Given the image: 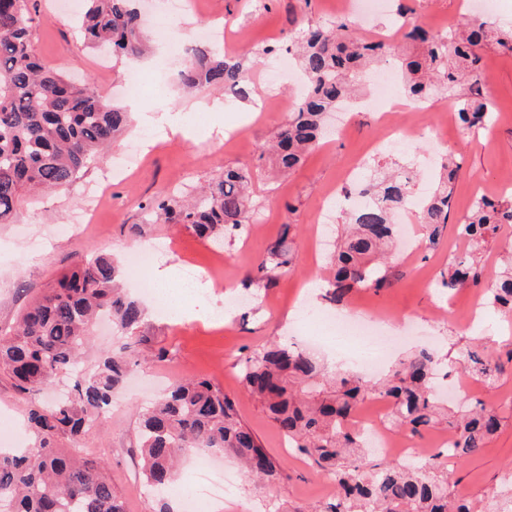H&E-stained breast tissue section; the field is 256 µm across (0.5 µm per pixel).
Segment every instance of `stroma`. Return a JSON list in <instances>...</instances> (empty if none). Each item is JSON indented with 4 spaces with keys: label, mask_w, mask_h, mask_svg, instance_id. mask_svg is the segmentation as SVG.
Returning <instances> with one entry per match:
<instances>
[{
    "label": "stroma",
    "mask_w": 512,
    "mask_h": 512,
    "mask_svg": "<svg viewBox=\"0 0 512 512\" xmlns=\"http://www.w3.org/2000/svg\"><path fill=\"white\" fill-rule=\"evenodd\" d=\"M343 0H187L172 34L186 42L203 34L226 37L224 51L235 54L245 48L257 50L245 66L252 90L250 102H235L215 117L212 128L199 127V103L224 97L223 86L184 93L178 80L181 59L167 49L144 60L130 61L114 55L101 58L86 47L78 32L67 0H40L42 18L34 28L35 54L51 68L79 77H90L104 97L126 105L122 94L127 74L140 70L153 77L141 100L146 111L135 113L128 129L117 136L108 152L120 156L134 140L156 128L155 119L176 115L180 124L195 130L189 140L165 130L160 144L151 148L132 179L111 181L112 194L98 214V221L62 231L69 211L85 187L98 181L105 164L89 168L66 191L44 194L21 207L16 223L0 224V326L11 325L18 311L40 297L63 272L83 255L95 250L124 259L131 244L127 227H143L142 244L162 241L167 254L154 263L155 270L192 267L203 269L215 255L224 258V285L208 289L205 298L187 301L189 316L158 314L145 303L139 329L143 342L139 352L145 363L135 369L122 389L127 404L105 419L98 429L78 443L83 454L102 461L125 512H159L163 500L141 488L137 450L138 415L147 406L140 391L146 380L165 374L170 381L204 377L210 379L237 404L242 420L256 433L267 452L286 469L279 489L255 481L242 472L233 457H225V469L236 475L237 486L225 498L223 512H265L274 498H282L288 512L303 507L307 512L321 506L334 494L320 485V473L285 446L261 406L251 399L242 382L241 362L255 351L288 337L304 340L324 333L321 319L330 314L358 321H383L386 335L398 337L393 353L401 358L419 348L454 359L459 348L471 341L484 343L488 355L512 348V316L486 306L471 309L474 289H447L448 255L466 249L454 227L443 230L438 242H430L416 217H409L407 234L391 249L387 263L391 286L375 290H351L339 304L323 300L334 275L330 251L317 250L313 238L321 205L340 197L342 187L366 179L372 167L391 161L406 165L427 158L442 159L448 151L460 152L463 166L453 195V215L462 219L481 194L512 196V56L494 49L484 52L485 89L496 111L486 127L464 131L452 111V100L439 102L449 111L447 127H439L434 111L393 112V124L413 130L407 152L379 153L372 142L384 130L375 112H354L344 117L336 134L289 174H281L273 155L261 149L285 122L295 106V88L283 81L266 82L271 61L266 46L287 42L291 31L304 25L327 26L343 15ZM413 10V20L436 33L472 17H486L499 24H512V0H498L496 9L470 8L469 0H403ZM437 108V109H438ZM244 168L254 175L253 189L260 203V224L251 237L226 238L222 245L198 237L191 229L173 224H149L141 204L146 198L166 195L181 188L190 192L226 168ZM285 241L295 260L292 271L278 274L267 284L246 286L245 276L278 241ZM311 305L316 319L301 321L295 313L300 304ZM165 357H158V350ZM65 378H57L37 392L34 399L19 396L7 379L0 377V417L18 427L24 447L36 445L27 425L31 401L43 402L68 389ZM471 396L494 400L504 421L498 434L478 454L452 464L449 470L456 495L471 500L486 498L499 489L512 471V368L494 387L477 383Z\"/></svg>",
    "instance_id": "obj_1"
}]
</instances>
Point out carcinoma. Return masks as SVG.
<instances>
[{"label":"carcinoma","mask_w":512,"mask_h":512,"mask_svg":"<svg viewBox=\"0 0 512 512\" xmlns=\"http://www.w3.org/2000/svg\"><path fill=\"white\" fill-rule=\"evenodd\" d=\"M136 2L80 0L85 44L142 56L147 39ZM35 22L34 0H0V224L12 223L34 194L70 189L103 159L129 117L106 101L94 83H77L40 61L32 46ZM354 26L346 16L327 29L307 27L291 36L290 52L307 91L272 145L281 171L302 164L324 135L326 115L353 98L373 65L390 59L403 70L402 89L412 100L432 104L452 98L467 129L490 121L495 105L484 91L481 46L491 42L512 55V25L475 19L438 35L406 20L402 39L390 42L359 38ZM179 79L188 89L222 85L237 90L241 100L249 98L240 65L205 45L191 49ZM460 170L457 156L448 154L432 193L416 209L418 223L434 243L452 220L453 182ZM251 181L250 171L228 168L187 200L151 199L142 210L152 223L181 224L201 237L240 235L256 214ZM357 192L371 201L347 212L336 241L334 277L325 294L331 304L341 302L356 285H390L375 260L394 238V214L407 209L414 197L413 180L406 172L376 173ZM502 224H512V200L487 195L474 199L470 214L456 223L457 237L470 250L448 261V288L482 287L479 254ZM292 264L290 250L279 244L249 275V282L259 286ZM121 275L106 254L82 257L20 312L15 325L0 327V371L19 392H36L59 375L73 381L66 398L30 409L38 442L34 452H0V512H124L105 466L62 448L63 439L75 441L89 431L91 420L103 419L126 376L144 362L137 350L144 309L119 287ZM486 299L512 313V259ZM104 314L130 343L125 355L104 353L89 371L80 366L81 353ZM459 358L465 372L490 386L505 365L512 366L511 349L505 358L493 359L469 345ZM440 371L448 377L442 359L423 350L399 362L377 384L340 366L331 369L286 340L242 361L245 386L274 426L311 466L334 478V497L320 512H474L470 500L454 493L441 459L479 453L499 432L501 417L496 407L480 401L442 407L433 391ZM373 395L390 402V427L418 434L440 426L452 438L450 447L409 461L369 464L365 442L351 421ZM138 439L145 482L160 493L172 488L178 460L193 449L230 453L271 486L283 479L281 466L239 419L234 399L209 379L193 377L171 385L140 413Z\"/></svg>","instance_id":"obj_1"}]
</instances>
